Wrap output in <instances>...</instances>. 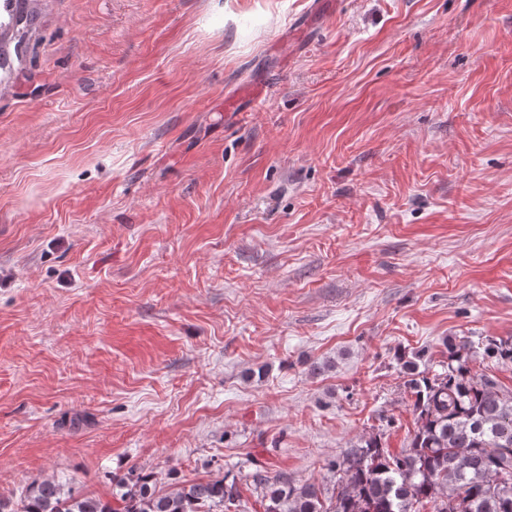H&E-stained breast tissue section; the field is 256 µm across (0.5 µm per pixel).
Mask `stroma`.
Instances as JSON below:
<instances>
[{
  "instance_id": "35a3bbf8",
  "label": "stroma",
  "mask_w": 512,
  "mask_h": 512,
  "mask_svg": "<svg viewBox=\"0 0 512 512\" xmlns=\"http://www.w3.org/2000/svg\"><path fill=\"white\" fill-rule=\"evenodd\" d=\"M0 72V495L415 428L512 338V0H35Z\"/></svg>"
}]
</instances>
